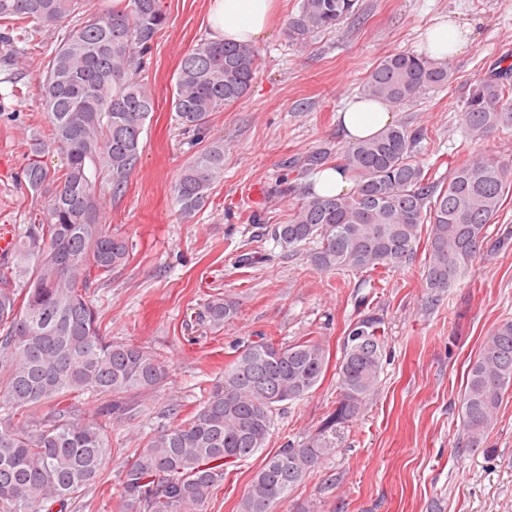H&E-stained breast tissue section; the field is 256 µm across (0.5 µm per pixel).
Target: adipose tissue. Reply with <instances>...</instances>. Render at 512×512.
Masks as SVG:
<instances>
[{"label":"adipose tissue","mask_w":512,"mask_h":512,"mask_svg":"<svg viewBox=\"0 0 512 512\" xmlns=\"http://www.w3.org/2000/svg\"><path fill=\"white\" fill-rule=\"evenodd\" d=\"M275 0H212L209 26L213 40L257 42L269 29ZM471 31L454 20H443L429 32L434 60L444 61L463 53L471 43ZM395 116L385 104L364 97L349 99L338 114L344 138L358 143L393 124Z\"/></svg>","instance_id":"1"}]
</instances>
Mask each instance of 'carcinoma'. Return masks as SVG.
<instances>
[{"label": "carcinoma", "instance_id": "carcinoma-1", "mask_svg": "<svg viewBox=\"0 0 512 512\" xmlns=\"http://www.w3.org/2000/svg\"><path fill=\"white\" fill-rule=\"evenodd\" d=\"M83 0H0V45L43 44L41 34L71 18L47 46L40 76L47 130L32 153L57 150L62 167L34 159L21 182L44 204L0 262V512H67L71 500L102 479L112 462V426L164 386L170 366L144 345L114 341L101 330L90 288L126 266L133 244L101 221V188L124 194L142 151L155 99L140 80L152 42L167 21L162 0H112L87 12ZM359 15L357 0H299L289 42L305 49L316 35ZM250 43L204 39L181 58L171 108L176 123L201 132L213 112L244 98L258 73ZM453 82L427 56L392 52L370 71L361 94L392 109ZM463 120L470 140L512 131V63L488 70L471 88ZM422 129L395 123L336 158L355 190L303 193L271 235L284 250L309 246L310 265L325 272L397 270L425 243L423 280L433 293L455 285L479 258L489 224L512 195V164L471 151L437 179L417 160ZM224 176V142L193 154L172 186L180 213L203 208ZM217 293L206 305L211 326L238 314ZM384 323L374 313L353 325L337 365L336 409L304 439L289 442L254 473L238 512H274L322 462L336 454L345 427L365 409L383 371ZM329 357L313 337L276 342L264 335L238 346L201 404L143 438L119 479L122 512H204L227 468L266 447L278 406L308 395ZM512 391V321L497 325L469 362L460 396L463 449L481 447L503 396ZM99 402L84 415L76 398ZM45 410L38 420L32 412Z\"/></svg>", "mask_w": 512, "mask_h": 512}]
</instances>
